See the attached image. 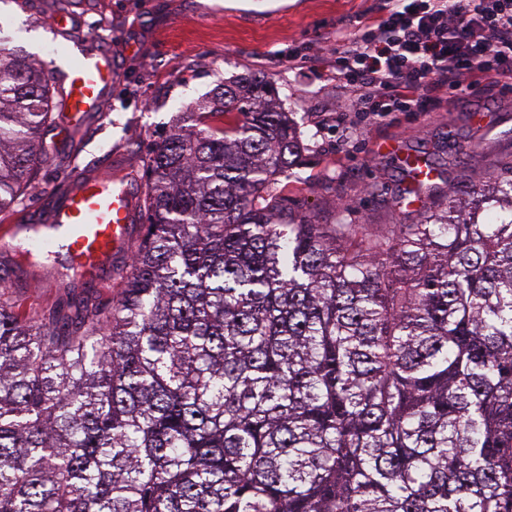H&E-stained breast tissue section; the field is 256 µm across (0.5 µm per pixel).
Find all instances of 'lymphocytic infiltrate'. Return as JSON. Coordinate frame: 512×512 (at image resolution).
<instances>
[{"mask_svg": "<svg viewBox=\"0 0 512 512\" xmlns=\"http://www.w3.org/2000/svg\"><path fill=\"white\" fill-rule=\"evenodd\" d=\"M358 111L432 112L441 91L512 93V0H390L330 61Z\"/></svg>", "mask_w": 512, "mask_h": 512, "instance_id": "1", "label": "lymphocytic infiltrate"}]
</instances>
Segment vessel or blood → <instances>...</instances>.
Segmentation results:
<instances>
[{"label":"vessel or blood","mask_w":512,"mask_h":512,"mask_svg":"<svg viewBox=\"0 0 512 512\" xmlns=\"http://www.w3.org/2000/svg\"><path fill=\"white\" fill-rule=\"evenodd\" d=\"M52 67L67 90L65 112L83 117L97 111L112 90V61L91 42L70 48ZM67 179L69 190L54 203L48 223L12 226L0 234V242L31 251L46 249L65 261L75 276L92 281L129 241L137 220V196L108 171L76 170Z\"/></svg>","instance_id":"1"}]
</instances>
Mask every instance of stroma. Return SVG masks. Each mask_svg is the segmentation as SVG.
I'll list each match as a JSON object with an SVG mask.
<instances>
[{
  "instance_id": "1",
  "label": "stroma",
  "mask_w": 512,
  "mask_h": 512,
  "mask_svg": "<svg viewBox=\"0 0 512 512\" xmlns=\"http://www.w3.org/2000/svg\"><path fill=\"white\" fill-rule=\"evenodd\" d=\"M386 0H68L67 32L50 26L56 13L46 0L19 8L0 0L16 46L45 65L50 49L91 40L109 55L114 86L97 112L64 122L44 135L58 162L43 166L14 208L0 212V227L40 224L74 170L109 165L143 172L151 152L183 113L194 111L224 81L263 73L292 112L306 159L279 187L322 222L334 217L387 233L408 224L394 196L403 187L400 161L409 155L441 164L442 192L463 195L471 184L512 165V96L492 91L457 92L438 112H396L377 124L354 112L338 113L343 98L326 70L303 63L328 55L337 33L351 31L381 13ZM298 62H289V55ZM132 258L122 254L97 283L85 285L68 268L40 255L14 266L0 264V280L24 314L44 320L73 311L83 300L108 309L121 293L120 274Z\"/></svg>"
}]
</instances>
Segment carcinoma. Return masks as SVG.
Listing matches in <instances>:
<instances>
[{
  "instance_id": "obj_1",
  "label": "carcinoma",
  "mask_w": 512,
  "mask_h": 512,
  "mask_svg": "<svg viewBox=\"0 0 512 512\" xmlns=\"http://www.w3.org/2000/svg\"><path fill=\"white\" fill-rule=\"evenodd\" d=\"M0 24V209L66 88ZM258 73L146 161L108 312L0 294V512H512V165L371 237L276 185L307 147Z\"/></svg>"
}]
</instances>
